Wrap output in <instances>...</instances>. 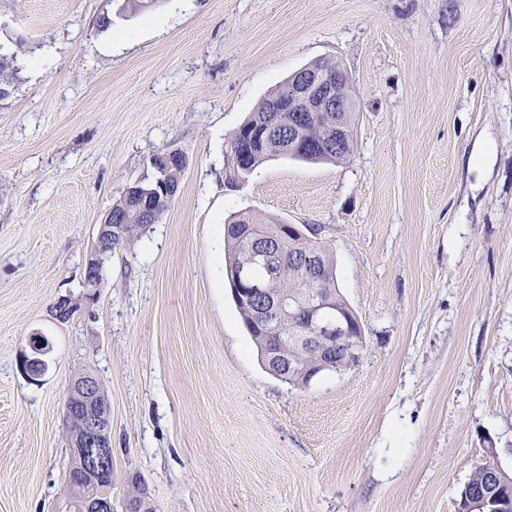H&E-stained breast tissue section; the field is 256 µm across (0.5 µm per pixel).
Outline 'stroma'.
I'll return each instance as SVG.
<instances>
[{
    "instance_id": "obj_1",
    "label": "stroma",
    "mask_w": 512,
    "mask_h": 512,
    "mask_svg": "<svg viewBox=\"0 0 512 512\" xmlns=\"http://www.w3.org/2000/svg\"><path fill=\"white\" fill-rule=\"evenodd\" d=\"M115 9L0 0L22 68L0 99V512H64L88 369L114 512L134 477L154 512H457L487 452L512 475V0H163L99 28ZM318 59L360 98L353 154L234 174L229 134ZM171 150L176 198L88 300L98 225ZM242 212L332 248L351 369L294 386L261 366L214 265ZM67 420L81 423L80 435L70 448L82 462L79 479L112 481L111 408L92 371L73 377L65 400Z\"/></svg>"
}]
</instances>
